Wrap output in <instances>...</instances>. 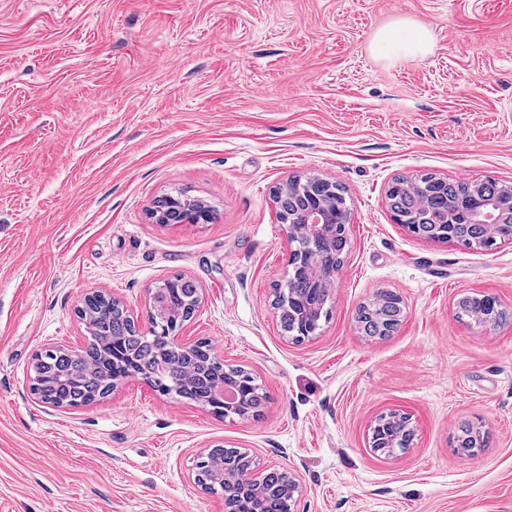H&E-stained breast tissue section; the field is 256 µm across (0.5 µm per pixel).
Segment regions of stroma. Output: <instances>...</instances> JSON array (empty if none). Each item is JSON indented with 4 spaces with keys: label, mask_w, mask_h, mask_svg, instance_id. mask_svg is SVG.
Here are the masks:
<instances>
[{
    "label": "stroma",
    "mask_w": 512,
    "mask_h": 512,
    "mask_svg": "<svg viewBox=\"0 0 512 512\" xmlns=\"http://www.w3.org/2000/svg\"><path fill=\"white\" fill-rule=\"evenodd\" d=\"M408 21L433 51L383 60L375 35ZM512 182V0H0V512H221L194 483L209 448L288 468L295 512H512V322L456 317L462 294L512 313V243L428 241L386 205L395 176ZM341 183L349 249L316 336L280 329L294 176ZM183 193L213 211L158 224ZM182 274L202 298L181 341L211 342L266 395L221 418L123 381L52 409L34 355L85 347L91 291L144 315ZM398 295L385 338L360 305ZM407 414L410 445L368 433ZM478 428L484 448L455 436Z\"/></svg>",
    "instance_id": "1"
}]
</instances>
